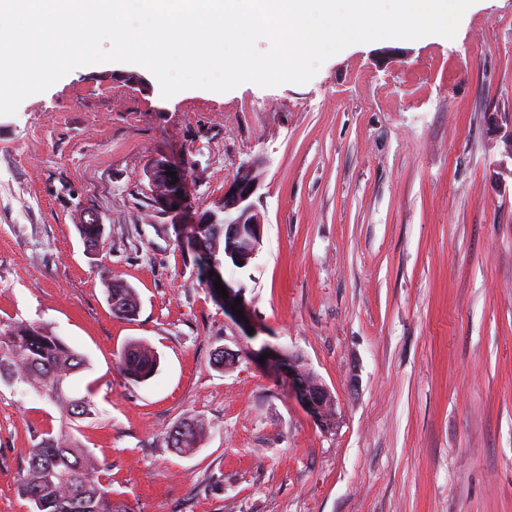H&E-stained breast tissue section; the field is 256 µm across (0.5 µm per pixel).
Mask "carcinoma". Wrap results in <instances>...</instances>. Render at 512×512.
<instances>
[{"label": "carcinoma", "instance_id": "1", "mask_svg": "<svg viewBox=\"0 0 512 512\" xmlns=\"http://www.w3.org/2000/svg\"><path fill=\"white\" fill-rule=\"evenodd\" d=\"M78 231L86 244L97 247L104 225L80 224ZM189 231L197 238L199 251L209 258L224 247V232L213 224L191 225ZM108 299L122 318L130 319L138 311L135 289L122 282H111ZM115 364L127 381L137 385L153 377L159 356L148 344L135 340L121 349ZM86 368L85 357L52 328L23 321L0 324V382L34 390L55 406L66 423L97 415L91 389L80 396L70 390L72 377ZM209 429L202 420L182 422L169 434L171 447L191 453ZM21 493L32 505L30 512H125L112 503L102 484L100 464L69 429L46 432L32 445Z\"/></svg>", "mask_w": 512, "mask_h": 512}]
</instances>
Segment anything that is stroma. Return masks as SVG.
<instances>
[{"instance_id": "35a3bbf8", "label": "stroma", "mask_w": 512, "mask_h": 512, "mask_svg": "<svg viewBox=\"0 0 512 512\" xmlns=\"http://www.w3.org/2000/svg\"><path fill=\"white\" fill-rule=\"evenodd\" d=\"M128 63L63 76L0 115V321L50 326L84 355L100 410L80 440L123 512H512V0H475L454 38L353 44L307 83L163 98ZM211 209L258 165L262 244L232 286L178 248L153 159ZM101 214L90 250L79 211ZM138 292L113 315L107 283ZM160 357L133 385L113 354ZM270 346L334 398L316 425ZM233 353L221 366L217 354ZM191 419L193 453L168 445ZM56 408L0 383V512H29V450ZM209 429L210 425L203 420L182 422L169 434L171 447L180 453H192L199 448Z\"/></svg>"}]
</instances>
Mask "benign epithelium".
Instances as JSON below:
<instances>
[{"label": "benign epithelium", "instance_id": "benign-epithelium-1", "mask_svg": "<svg viewBox=\"0 0 512 512\" xmlns=\"http://www.w3.org/2000/svg\"><path fill=\"white\" fill-rule=\"evenodd\" d=\"M149 178L154 188L156 205L168 212H182L188 206V176L183 168L164 158L152 160ZM260 186L258 179L241 170L224 188V197L213 209L199 211L193 223L224 225V258L233 266L247 267L262 242L263 218L251 198ZM277 361L288 377V389L298 399L314 422L323 429L335 423L329 390L302 366L299 357L277 354Z\"/></svg>", "mask_w": 512, "mask_h": 512}]
</instances>
